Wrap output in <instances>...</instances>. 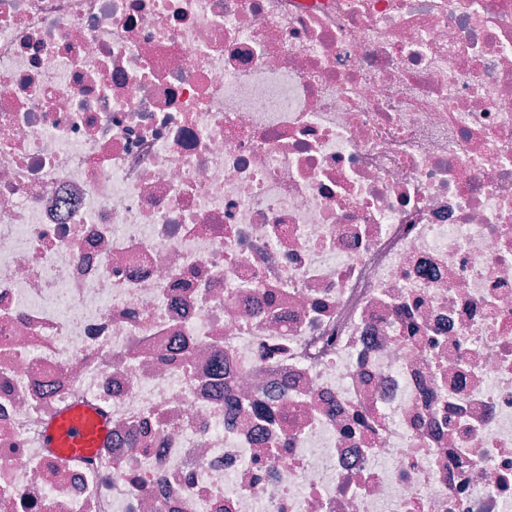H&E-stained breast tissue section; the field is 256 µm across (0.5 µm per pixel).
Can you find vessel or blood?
Listing matches in <instances>:
<instances>
[{"label": "vessel or blood", "instance_id": "1", "mask_svg": "<svg viewBox=\"0 0 512 512\" xmlns=\"http://www.w3.org/2000/svg\"><path fill=\"white\" fill-rule=\"evenodd\" d=\"M110 438L106 417L88 409L65 410L56 416L44 435L45 447L75 459L94 455Z\"/></svg>", "mask_w": 512, "mask_h": 512}]
</instances>
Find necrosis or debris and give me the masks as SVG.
Instances as JSON below:
<instances>
[{"instance_id": "obj_1", "label": "necrosis or debris", "mask_w": 512, "mask_h": 512, "mask_svg": "<svg viewBox=\"0 0 512 512\" xmlns=\"http://www.w3.org/2000/svg\"><path fill=\"white\" fill-rule=\"evenodd\" d=\"M0 512H512V0H0ZM110 439L106 417L88 409L64 410L46 429L44 445L75 459L90 457Z\"/></svg>"}]
</instances>
